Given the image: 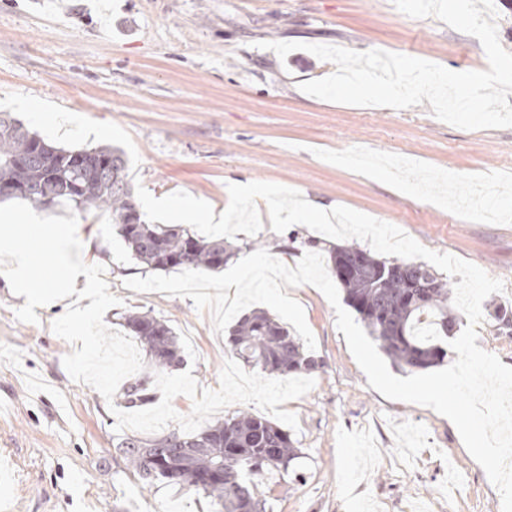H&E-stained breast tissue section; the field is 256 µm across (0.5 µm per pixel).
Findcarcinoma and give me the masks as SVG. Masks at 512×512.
<instances>
[{"label":"carcinoma","instance_id":"cac0c4a2","mask_svg":"<svg viewBox=\"0 0 512 512\" xmlns=\"http://www.w3.org/2000/svg\"><path fill=\"white\" fill-rule=\"evenodd\" d=\"M35 141L44 148L40 159L31 160ZM126 170L125 153L118 148L56 147L9 113H0V188L17 190V198L35 205L64 201L81 210H109L134 258L154 270L211 271L233 257L221 237L203 239L187 228L143 220ZM340 256L360 259L357 272L338 284L392 362L411 369L441 364L448 355V326L455 325L449 305L452 285L422 263L380 260L353 244L332 251L334 277ZM124 326L149 354L146 372L124 387L125 404L141 406L154 399L152 376L182 363L181 348L173 329L148 312L127 314ZM226 344L238 359L268 375L310 374L319 367L304 345L265 311L242 315L229 327ZM117 449L125 469L142 486L171 485L167 470H180L224 512H267L261 476L271 469L288 472L297 455L288 431L247 412L197 433L126 437Z\"/></svg>","mask_w":512,"mask_h":512}]
</instances>
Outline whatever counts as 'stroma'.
<instances>
[{
  "instance_id": "obj_1",
  "label": "stroma",
  "mask_w": 512,
  "mask_h": 512,
  "mask_svg": "<svg viewBox=\"0 0 512 512\" xmlns=\"http://www.w3.org/2000/svg\"><path fill=\"white\" fill-rule=\"evenodd\" d=\"M296 42L286 59L264 42ZM380 49L452 71L487 69L479 40L434 17L414 19L393 0H0V112L47 142L69 149L116 146L128 158L137 199L192 195L219 207L228 187L276 183L323 206H346L396 225L424 247L453 255L502 280L488 296L477 344L512 366V336L490 313L512 306V220L472 217L457 206L458 184L512 197V128L464 130L437 119L430 104L406 109L334 103L304 93L303 82L334 64L304 44ZM69 113L70 134L46 115ZM368 149L408 154L410 170L374 180L339 154ZM91 264L120 303L104 315L148 312L178 336L184 368L218 389L231 353L210 311L192 299L140 293L126 279L147 276L108 213L77 211ZM315 231L263 227L257 239L288 266L309 252ZM299 302L320 363L315 385L286 402L303 480L266 473L272 512H501V496L455 427L432 409L389 400L372 389L316 287L286 290ZM0 274V512H219L195 488H142L124 470L112 407H123L63 366L70 343L52 322L65 305L23 306Z\"/></svg>"
}]
</instances>
